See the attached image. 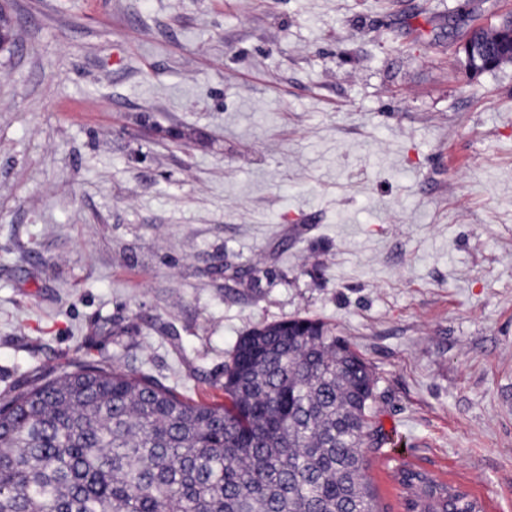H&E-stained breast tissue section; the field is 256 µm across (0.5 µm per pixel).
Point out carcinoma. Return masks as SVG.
<instances>
[{
    "label": "carcinoma",
    "instance_id": "carcinoma-1",
    "mask_svg": "<svg viewBox=\"0 0 512 512\" xmlns=\"http://www.w3.org/2000/svg\"><path fill=\"white\" fill-rule=\"evenodd\" d=\"M375 402L367 362L309 317L241 336L222 404L79 361L0 401V512H385ZM391 472L405 512H482L404 460Z\"/></svg>",
    "mask_w": 512,
    "mask_h": 512
}]
</instances>
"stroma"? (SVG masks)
<instances>
[{
  "label": "stroma",
  "mask_w": 512,
  "mask_h": 512,
  "mask_svg": "<svg viewBox=\"0 0 512 512\" xmlns=\"http://www.w3.org/2000/svg\"><path fill=\"white\" fill-rule=\"evenodd\" d=\"M512 0H0V398L78 360L224 399L327 323L388 456L512 512ZM496 29V50L486 48L483 32L480 28H474L466 38L464 51L470 64L469 70L473 67H480L485 70L497 68L505 60L512 58V13L503 17L498 24L494 26ZM494 28H486L487 36L492 37Z\"/></svg>",
  "instance_id": "1"
}]
</instances>
